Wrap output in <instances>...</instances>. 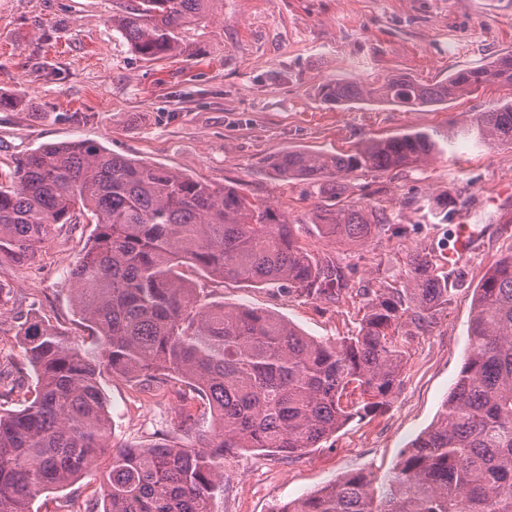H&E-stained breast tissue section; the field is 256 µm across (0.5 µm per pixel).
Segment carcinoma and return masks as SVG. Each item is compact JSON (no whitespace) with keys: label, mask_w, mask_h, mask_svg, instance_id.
Instances as JSON below:
<instances>
[{"label":"carcinoma","mask_w":512,"mask_h":512,"mask_svg":"<svg viewBox=\"0 0 512 512\" xmlns=\"http://www.w3.org/2000/svg\"><path fill=\"white\" fill-rule=\"evenodd\" d=\"M210 2L130 0L112 25L138 55L156 61L182 51L178 30L204 16ZM491 84L512 86V54L432 84L393 74L378 87L328 82L321 95L338 105L380 100L421 109ZM458 133L476 145L512 144V101L476 114ZM443 151L434 134L416 131L350 154L288 150L268 167L318 186L320 230L365 242L390 219L342 202L344 181L356 172L418 169ZM84 216L94 235L71 271V292L95 346L39 317L21 324L34 385L18 409H0V512H32L35 497L71 485L109 448L104 371L149 389L188 384L221 429L201 449L112 452L101 476L102 512H212L224 492L225 450L296 457L348 421L382 410L398 385L408 337L432 327L448 305L441 259L415 251L407 287L374 293L357 333L318 340L271 312L201 303L181 277L188 264L214 278L286 285L307 297L346 289L339 266L316 261L288 219L237 186L213 188L85 140L42 145L0 170V259L28 263L38 243ZM468 333L448 399L385 484L348 475L279 512H512V253L484 275Z\"/></svg>","instance_id":"carcinoma-1"}]
</instances>
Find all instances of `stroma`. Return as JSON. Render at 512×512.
Here are the masks:
<instances>
[{
	"label": "stroma",
	"mask_w": 512,
	"mask_h": 512,
	"mask_svg": "<svg viewBox=\"0 0 512 512\" xmlns=\"http://www.w3.org/2000/svg\"><path fill=\"white\" fill-rule=\"evenodd\" d=\"M117 10L118 0H0V169L46 143L90 140L213 186L233 182L287 214L300 244L316 260L339 264L348 283L341 299L330 302L277 284L211 279L183 266L201 301L270 311L306 335L332 341L357 332L366 289L404 287L410 252L444 253L461 216L476 225L481 240L448 281L447 309L405 344L389 405L292 459L227 450L224 491L211 509L275 512L346 474L384 479L436 419L465 361L474 290L512 252V223L498 221L503 205L512 203V144L461 142L417 170L353 174L346 199L383 211L403 230L364 244L318 233L317 187L272 175L268 160L284 150L347 154L412 130L448 135L465 116L512 100L507 85L435 111L337 106L318 95L336 79L378 85L396 73L431 84L512 53V0H213L204 17L181 29L182 52L159 61L131 49L112 25ZM438 195L451 198L443 224L421 207ZM91 231L70 224L41 243L29 263L0 260V284L11 296L0 309V369L22 368L25 386L33 374L18 327L27 317L42 316L71 339H90L74 306L70 271L90 246ZM100 384L112 447L197 448L200 434L219 432L186 385L149 390L108 373ZM186 407L198 428L183 424ZM108 464L101 457L65 490L43 493L34 512H100L99 475Z\"/></svg>",
	"instance_id": "35a3bbf8"
}]
</instances>
